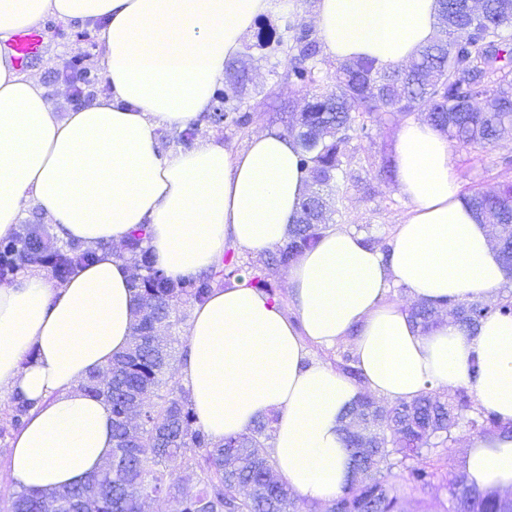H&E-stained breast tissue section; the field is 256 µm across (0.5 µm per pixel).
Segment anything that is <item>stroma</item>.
Returning a JSON list of instances; mask_svg holds the SVG:
<instances>
[{
	"label": "stroma",
	"instance_id": "stroma-1",
	"mask_svg": "<svg viewBox=\"0 0 512 512\" xmlns=\"http://www.w3.org/2000/svg\"><path fill=\"white\" fill-rule=\"evenodd\" d=\"M306 24L314 22V5L307 0L296 7L294 0H273L266 16L260 17L245 38L241 62L247 64L255 79L259 95L250 97V122L238 128L230 122H214L201 115L193 123L192 140L179 139L177 131L160 128L158 142L163 151H188L195 142L213 140L230 151L246 146L251 136L264 130H280L273 114L279 105L291 103L294 109L303 106V94L297 84L284 80L288 57L282 43L288 40L289 24L295 17ZM43 27L49 31L39 56L29 64V72L39 74L49 98L61 109L72 107L70 92L64 91V65L73 56H80L84 67L99 73L101 53L100 29L78 22L47 19ZM420 113L377 112L365 121V131H353L346 145V160L330 197L334 211L331 224L355 230L374 244L388 247L397 224L410 210L409 203L399 194L395 182L380 181L377 172L383 162L394 156L396 135L410 120H420ZM451 162L462 193L490 190L512 179V138L482 148L459 143L450 145Z\"/></svg>",
	"mask_w": 512,
	"mask_h": 512
}]
</instances>
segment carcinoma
<instances>
[{
    "label": "carcinoma",
    "instance_id": "1",
    "mask_svg": "<svg viewBox=\"0 0 512 512\" xmlns=\"http://www.w3.org/2000/svg\"><path fill=\"white\" fill-rule=\"evenodd\" d=\"M441 38L422 48L409 62L384 69L370 59L336 63V83L310 87L320 62L321 45L315 30L294 21L291 43L286 47L288 79L300 84L310 108L286 122L288 136L299 149L300 165L310 186L302 202V219L289 230L288 241L269 251L258 264H238L236 250L224 249V285L249 274L250 283L269 296L265 271L286 268L302 251L313 247L328 223L324 192L336 186L343 165L348 132L356 119L376 112H420L426 123L448 139L464 145L490 146L512 135V0H486L477 11L470 0H439ZM224 81L237 99V116L224 118L240 128L249 123L244 110L248 76L233 64L226 65ZM482 105H477V100ZM469 201L479 220L500 226L498 245L503 264L512 277V182L504 181L493 192L474 191ZM145 233L130 236L128 248L139 254L144 274L136 280L140 291V317L132 346L112 361V386L93 373L83 389L104 399L112 413V458L89 479L73 487L51 491L58 512H146V502L165 494L173 512H300L299 497L275 477V460L267 441L274 418H262L244 433L215 444L197 425L188 397L160 393L164 374L171 365V346L154 342L158 328L180 329L176 316L179 302L201 303L211 293L210 276L173 280L155 267L142 248ZM472 332L490 315L512 316V302L494 308L474 300L419 303L410 309L424 328L436 323L439 312ZM12 423L24 424L33 403L14 397ZM470 411L468 423L487 431L512 434L495 415L472 405L466 393L456 400L430 391L411 402L381 406L372 396L359 400L347 413L345 448L351 468L366 474L352 481L334 500L309 505L311 512H402L400 491L386 475L397 470L412 493L435 486L439 467L428 459L445 444L448 427ZM198 469L204 474L200 487L185 490L179 469ZM101 493L85 497L90 483ZM448 512H512L503 492L481 491L467 482L462 472H448ZM45 495L21 489L15 492L8 512H44Z\"/></svg>",
    "mask_w": 512,
    "mask_h": 512
}]
</instances>
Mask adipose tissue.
I'll list each match as a JSON object with an SVG mask.
<instances>
[{
    "mask_svg": "<svg viewBox=\"0 0 512 512\" xmlns=\"http://www.w3.org/2000/svg\"><path fill=\"white\" fill-rule=\"evenodd\" d=\"M271 0H0V238L31 208L95 259L62 283L28 269L0 285V397L34 407L5 450L17 487L84 483L112 456L109 405L86 394L132 342L140 307L123 246L144 229L158 267L174 279L221 269L225 243L260 255L284 244L307 191L292 138L252 136L231 152L205 142L171 154L160 127L183 130L211 104L227 62ZM438 0H316L323 53L389 67L437 33ZM104 21L100 69L107 96L59 112L38 79L20 73L7 44L46 18ZM396 185L410 210L390 252L345 228L324 231L288 269L297 315L240 280L193 307L179 376L215 443L275 417L276 474L303 498L335 499L351 480L341 416L359 397L409 401L431 389H473L479 407L512 422V316L475 334L441 319L417 327L395 288L413 300L468 302L507 273L491 229L459 189L447 137L405 123L395 142ZM352 339L355 383L313 362L309 344ZM470 485L512 490V437L472 438Z\"/></svg>",
    "mask_w": 512,
    "mask_h": 512,
    "instance_id": "adipose-tissue-1",
    "label": "adipose tissue"
}]
</instances>
